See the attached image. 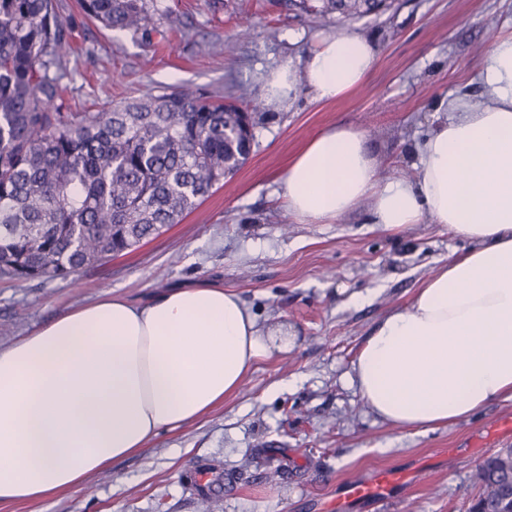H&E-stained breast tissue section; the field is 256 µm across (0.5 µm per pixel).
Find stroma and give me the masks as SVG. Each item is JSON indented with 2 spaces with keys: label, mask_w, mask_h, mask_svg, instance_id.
I'll return each mask as SVG.
<instances>
[{
  "label": "stroma",
  "mask_w": 512,
  "mask_h": 512,
  "mask_svg": "<svg viewBox=\"0 0 512 512\" xmlns=\"http://www.w3.org/2000/svg\"><path fill=\"white\" fill-rule=\"evenodd\" d=\"M157 6L171 19L148 41L104 29L77 0H61L73 32L70 111L103 112L181 86L249 107L264 72L297 62L326 33L363 34L378 58L342 100L303 92L291 111L260 109L248 162L162 236L66 280L0 279V348L107 292L144 301L200 283L237 292L260 336L287 341L200 420L160 434L79 489L0 512H200L189 483L205 462L224 471L215 512H326L346 479L378 468L403 472L407 484L383 506L357 501L347 512H466L478 464L512 445V399L407 432L377 418L349 376L377 322L468 242L428 220L398 231L368 223L365 203L332 224L298 223L282 205L281 179L337 122L365 131L383 173L412 175L417 143L446 118L441 99L465 94L484 104L480 66L512 30V0H395L381 15L341 23L289 11L284 0Z\"/></svg>",
  "instance_id": "1"
}]
</instances>
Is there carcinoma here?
<instances>
[{"label":"carcinoma","mask_w":512,"mask_h":512,"mask_svg":"<svg viewBox=\"0 0 512 512\" xmlns=\"http://www.w3.org/2000/svg\"><path fill=\"white\" fill-rule=\"evenodd\" d=\"M111 31L164 36L154 0H80ZM360 20L383 0H288ZM71 31L58 0H0V276L68 279L157 238L249 156L243 108L184 88L69 112ZM469 512L512 509V448L475 470Z\"/></svg>","instance_id":"1"}]
</instances>
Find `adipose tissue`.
<instances>
[{"instance_id":"ef3b65f1","label":"adipose tissue","mask_w":512,"mask_h":512,"mask_svg":"<svg viewBox=\"0 0 512 512\" xmlns=\"http://www.w3.org/2000/svg\"><path fill=\"white\" fill-rule=\"evenodd\" d=\"M376 60L367 37L328 34L262 76V97L279 112L303 91L334 102ZM480 79L485 104L443 103L447 117L417 147L413 177L381 173L364 133L336 123L282 181L301 224L334 223L367 201L369 223L428 218L473 243L391 310L352 363L364 403L403 430L512 398V32L496 38ZM269 351L237 293L219 286L172 288L143 304L106 293L56 316L0 349V504L81 487L237 395Z\"/></svg>"}]
</instances>
